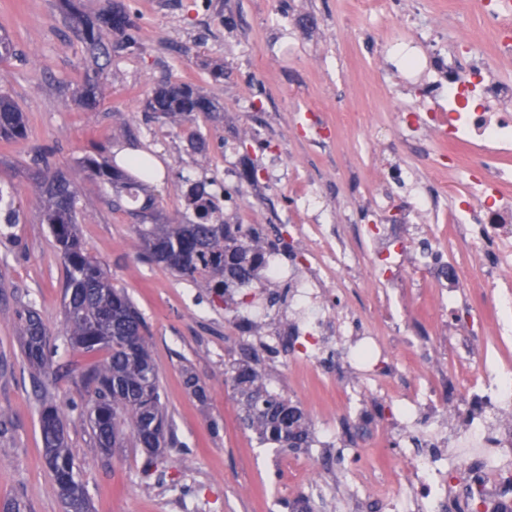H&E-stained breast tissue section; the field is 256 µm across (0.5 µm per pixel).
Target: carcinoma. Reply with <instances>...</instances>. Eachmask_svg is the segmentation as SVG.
<instances>
[{
	"mask_svg": "<svg viewBox=\"0 0 512 512\" xmlns=\"http://www.w3.org/2000/svg\"><path fill=\"white\" fill-rule=\"evenodd\" d=\"M76 24L82 41L109 55V49L130 44L127 30L129 15L118 9L103 11L89 22L78 16ZM104 69L93 64L76 88L77 104L85 110L98 107L103 97ZM150 112L168 116L211 115L217 106L189 82L166 80L147 97ZM26 117L14 100L0 92V139L20 140L26 135ZM91 175L107 180L120 197L146 212L154 205L146 193L144 181L153 170L143 157H131L126 164L141 178L126 173L105 159L87 157ZM145 202L139 203L140 194ZM40 198L46 223L54 237L64 268V332L72 347L88 355L105 353L78 375V381L90 396L88 420L98 450L112 453L133 441L143 449V472L157 467L158 458L172 442L171 426L162 395L158 367L153 359L148 329L134 303L124 290L112 285L100 263L86 249L79 234L75 192L62 175L47 173L40 181ZM187 206L198 218L194 224H142L139 236L141 257L149 263L174 269L182 278L207 294L224 298L234 284H249L266 269L268 254L276 245L256 239L242 241V225L226 224L216 215L217 208L208 191V182H192L186 193ZM19 332L23 354L29 366L39 372L49 368L52 350L48 331L39 314L25 309L19 314ZM233 389L243 400L246 423L260 443L278 448H300L309 436L304 412L290 400L270 393L262 374L247 361L233 367ZM40 434L45 462L52 473L66 512H88V492L80 479L58 406L42 401Z\"/></svg>",
	"mask_w": 512,
	"mask_h": 512,
	"instance_id": "carcinoma-1",
	"label": "carcinoma"
}]
</instances>
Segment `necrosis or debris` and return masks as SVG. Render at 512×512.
Returning <instances> with one entry per match:
<instances>
[{
    "label": "necrosis or debris",
    "instance_id": "obj_1",
    "mask_svg": "<svg viewBox=\"0 0 512 512\" xmlns=\"http://www.w3.org/2000/svg\"><path fill=\"white\" fill-rule=\"evenodd\" d=\"M416 35L390 37L385 49L408 57L407 82L428 70L438 75L423 86L418 106L404 110L392 140H413L445 148L448 170L465 177L448 213L451 224L473 217L478 234L471 249L480 259L487 242H494L502 261L487 269L485 286L497 312L512 315V81L498 78L502 58L512 56V42L492 47L458 37L447 46L446 57L426 59ZM275 278L293 282L301 327L292 339L268 330L269 345L291 341L298 361L312 367L335 340L336 316L324 288L334 276L331 266L318 265L306 278L274 266ZM471 381L472 399L449 398L440 404L431 393L413 398L411 411H400L396 427L416 449L408 462V485L418 512H451L455 498H463L470 512L487 504L495 512H512V369L490 371L477 365Z\"/></svg>",
    "mask_w": 512,
    "mask_h": 512
}]
</instances>
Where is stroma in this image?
I'll use <instances>...</instances> for the list:
<instances>
[{"label":"stroma","mask_w":512,"mask_h":512,"mask_svg":"<svg viewBox=\"0 0 512 512\" xmlns=\"http://www.w3.org/2000/svg\"><path fill=\"white\" fill-rule=\"evenodd\" d=\"M90 16L120 6L133 22V42L105 59V91L93 111L77 106L89 50L65 20L62 0H0V31L14 54L0 60V90L26 115L27 133L0 140V191L11 216L0 213V412L11 418L0 438V507L19 500L24 512H65L45 465L40 435L42 400L62 406L71 453L89 497V512H352L354 498L388 491L384 512H414L405 484L407 440L385 435L391 395L364 380L363 404L375 431L352 443L347 416L336 396L350 376L341 358L303 370L286 347L258 351L252 363L269 391L288 397L307 415L312 433L330 431L336 445L290 450L259 444L241 424V404L228 371L245 343L239 305L211 301L175 272L139 258L138 217L112 207L111 183L91 176L83 161L112 158L122 149L160 160L165 173L152 181L153 220L190 223L184 192L190 180H221L218 204L225 223L244 224L268 239L293 243L277 263L305 267L319 258L311 237L296 238L298 224L331 225L337 243L356 262L337 267L336 310L385 335L390 310L401 331L387 345L407 392L446 394L445 378L465 385L473 366L444 346L439 324L446 304L439 287L411 256L422 243L434 258L484 278L469 251L450 230L447 215L428 223L419 237L397 236L407 263L393 280L381 250L378 216L371 200L386 185L385 170L416 168L447 180L441 149L422 154L404 145L395 153L372 146L373 130L341 124L339 112L355 107L369 117L396 123L408 97L393 96L402 65L384 53L388 16L351 15L350 0H80ZM222 60L214 81L207 61ZM194 84L219 106L214 116L196 115L193 129L205 142L194 149L178 119L144 109L164 80ZM253 168L252 181L240 180ZM62 171L76 192L80 236L145 318L160 387L178 447L143 474L138 448L102 454L86 418L87 392L76 372L89 362L63 333L64 269L44 221L38 178ZM35 309L49 332L50 377L33 375L22 352L18 315ZM205 385L199 403L185 386L186 374ZM218 432H211L210 424Z\"/></svg>","instance_id":"35a3bbf8"}]
</instances>
